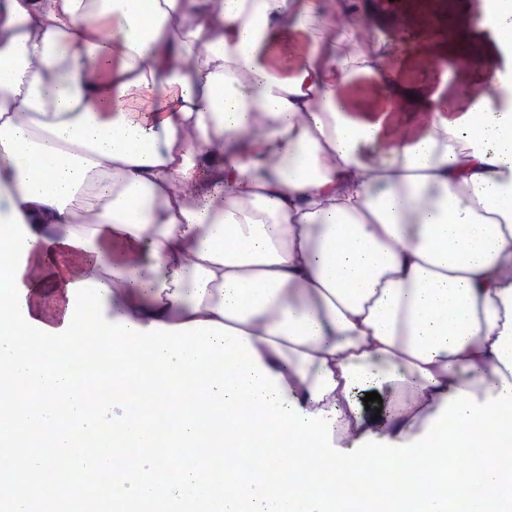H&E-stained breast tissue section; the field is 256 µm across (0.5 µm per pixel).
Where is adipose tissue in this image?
Instances as JSON below:
<instances>
[{"instance_id": "adipose-tissue-1", "label": "adipose tissue", "mask_w": 512, "mask_h": 512, "mask_svg": "<svg viewBox=\"0 0 512 512\" xmlns=\"http://www.w3.org/2000/svg\"><path fill=\"white\" fill-rule=\"evenodd\" d=\"M458 14L456 83L408 86L409 32L375 38L353 0H0V215L33 237L30 318L59 329L88 281L113 321L239 329L345 449L500 395L512 0ZM361 390L400 408L366 423Z\"/></svg>"}]
</instances>
